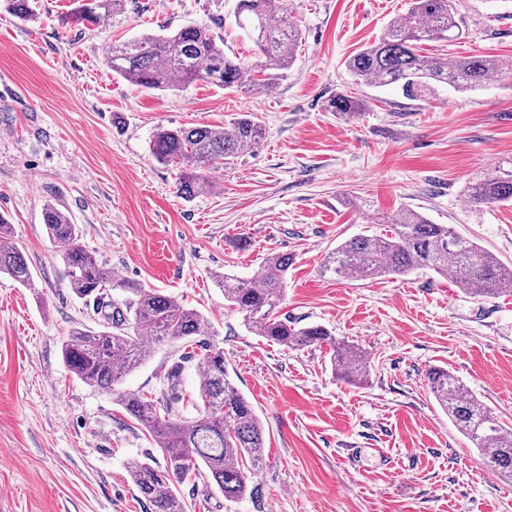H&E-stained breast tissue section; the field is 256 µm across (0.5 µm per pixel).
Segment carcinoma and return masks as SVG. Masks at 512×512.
Wrapping results in <instances>:
<instances>
[{
	"label": "carcinoma",
	"instance_id": "cac0c4a2",
	"mask_svg": "<svg viewBox=\"0 0 512 512\" xmlns=\"http://www.w3.org/2000/svg\"><path fill=\"white\" fill-rule=\"evenodd\" d=\"M7 8L23 22L35 20L30 0H6ZM457 0H411L407 13L390 23L378 40L349 56L346 67L359 83L382 88L401 85L416 98L443 85L459 93L476 90L492 74L504 69L486 55L436 57L424 54L429 42L459 38L461 15ZM63 20L97 23L123 10L124 0H78ZM235 21L254 45L258 62L250 65L224 53V39L206 24L165 29L112 44L104 58L112 74L147 90H178L198 81L264 93L290 67L302 34L285 7L273 0H238ZM264 77H256V69ZM327 109L346 116L361 111L353 96L339 92ZM263 137L254 114H241L226 126L160 127L150 153L160 163L181 168L177 191L189 199L203 187L207 172L230 163ZM463 199L473 207L512 200V160L501 163L467 186ZM49 238L58 248L68 285L79 298L101 301L107 289L120 287L129 297L124 307L105 314L98 331H74L62 343L69 371L84 383L105 390L149 432L164 456V467L133 460L128 475L150 512H187L178 487L201 475L227 500L243 498L249 473L263 464L265 430L251 405L224 370V351L194 340L205 327L204 317L178 299L127 282L117 283L83 245L78 225L53 204L44 208ZM384 238L358 236L336 246L322 271L338 280H371L404 276L430 269L450 275L468 294L495 298L512 295V265L500 261L478 243L447 224H433L425 216L402 210L390 219ZM291 257L267 256L249 279L220 276L224 300L243 315L248 328L289 349L328 342L331 366L341 379L362 385L369 375L364 351L338 341L320 325L299 327L279 313ZM0 274L34 287L33 275L17 242L9 238L0 216ZM180 342L204 350L200 361L198 397L190 402L196 414L183 415L184 398L177 394L175 377L167 378L171 396L163 402L147 400L120 388L124 376L148 360L157 345ZM428 387L458 431L474 445L485 468L512 476V430L485 407L462 381L441 367L426 370Z\"/></svg>",
	"mask_w": 512,
	"mask_h": 512
}]
</instances>
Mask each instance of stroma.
<instances>
[{"label": "stroma", "instance_id": "1", "mask_svg": "<svg viewBox=\"0 0 512 512\" xmlns=\"http://www.w3.org/2000/svg\"><path fill=\"white\" fill-rule=\"evenodd\" d=\"M238 0H126L93 25L61 26L74 0H34L23 22L0 5V214L35 285L0 277V512H149L127 466L164 458L112 396L64 366L71 330L99 329L47 236L45 205L65 207L86 248L121 281L199 311L203 342L265 429L250 492L225 500L205 479L181 486L188 512H512V480L483 468L425 380L447 368L512 426V295L482 298L429 270L339 282L322 263L359 235L385 236L415 210L512 263V203L473 208L469 181L512 158V72L480 89L442 86L410 98L354 83L345 66L410 0H283L302 32L293 65L268 91L211 82L143 91L103 59L112 43L206 24L227 54L254 60L235 22ZM462 34L431 56L480 53L512 63V0H459ZM364 104L326 111L334 93ZM256 113L265 136L186 199L180 170L148 145L160 127L224 125ZM272 253L292 255L281 305L370 357L366 383L335 378L329 345L290 350L251 332L224 300L219 274L242 277ZM166 344L122 387L155 399L179 369L195 395L198 362Z\"/></svg>", "mask_w": 512, "mask_h": 512}]
</instances>
